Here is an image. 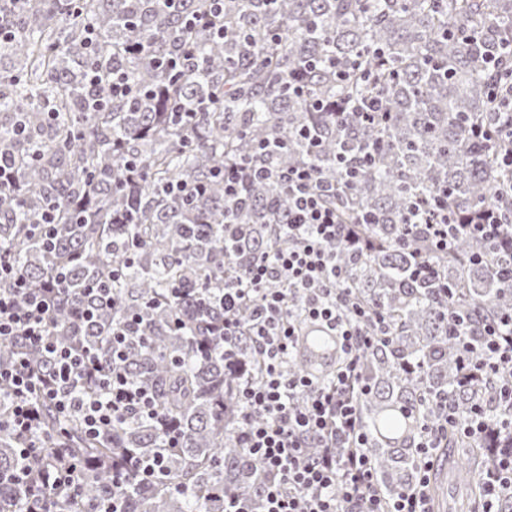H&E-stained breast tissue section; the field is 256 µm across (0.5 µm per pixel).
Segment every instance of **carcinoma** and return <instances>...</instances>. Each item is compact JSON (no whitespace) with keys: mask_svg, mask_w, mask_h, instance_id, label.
Returning <instances> with one entry per match:
<instances>
[{"mask_svg":"<svg viewBox=\"0 0 512 512\" xmlns=\"http://www.w3.org/2000/svg\"><path fill=\"white\" fill-rule=\"evenodd\" d=\"M0 0V161L12 181L0 184V244L33 288L68 272L70 303L51 332L98 347L112 361V328L133 322L121 369L152 389L158 412L178 430L129 417L98 437L76 416L42 406L49 438L26 460L28 481L64 459L76 465L74 488L33 500L0 482V512H93L116 472L126 512H224V497L259 507L260 463L241 447L236 389L254 367L250 303L240 308L238 336L216 343L224 309L200 299L224 292L255 258L286 244L288 191L273 175L245 184L228 207L215 173L243 160L273 171L312 165L335 189L327 203L355 236L330 245L345 268L351 300L384 329L361 352L355 406L377 486L393 498L418 477L421 431L443 424L441 404L460 418L500 382L480 374L458 384L461 351L448 320L465 332L512 312V247L461 231L438 250L419 230L407 234L416 200H444L460 224H476L508 205L512 169L502 162L512 140L500 129L493 90L512 87V0ZM206 15L207 27L185 26ZM185 57L171 70L166 61ZM333 59L344 79L328 67ZM132 90L112 96V72ZM303 88L298 95L288 84ZM371 97L386 112L374 120L342 110ZM101 102L91 108L93 100ZM316 128L320 146L301 136ZM277 141L274 156L258 153ZM128 162L140 167L131 178ZM357 170L346 181V167ZM184 193L168 191L170 186ZM55 209V247L31 227ZM379 217L361 224L364 213ZM437 277L411 274L415 257ZM112 288L97 324L76 329L77 302L95 281ZM340 361L337 340L308 323L288 368L327 379ZM448 424L456 449V512H477L479 474L500 456L487 438L466 442ZM174 446L154 474L132 467L167 440ZM20 443L0 427V474L20 466Z\"/></svg>","mask_w":512,"mask_h":512,"instance_id":"cac0c4a2","label":"carcinoma"}]
</instances>
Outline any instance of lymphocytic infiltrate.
Segmentation results:
<instances>
[{
	"label": "lymphocytic infiltrate",
	"mask_w": 512,
	"mask_h": 512,
	"mask_svg": "<svg viewBox=\"0 0 512 512\" xmlns=\"http://www.w3.org/2000/svg\"><path fill=\"white\" fill-rule=\"evenodd\" d=\"M278 177L293 204L288 244L257 258L243 279L225 286L219 300L224 322L214 329L221 337L237 335V311L253 301L250 334L263 364L260 375L244 376L239 383L238 439L263 469L262 512H430L426 486L442 431L428 428L421 436L424 456L416 486L390 500L382 497L354 404L362 382L360 352L372 338L348 319L352 302L345 270L328 250L345 227L326 203L327 191L319 187L311 167H291ZM412 216L441 250L460 231L439 201L428 209L416 204ZM65 279L61 272L52 285L30 287L16 274L9 252L0 248V280L12 284L0 293V339L25 343L8 366L0 367V390L12 400L7 426L25 440L29 453L36 448L31 438L44 403L61 414L77 415L86 434L94 437L133 414L159 417L153 393L136 386L118 366L105 365L95 346L69 344L51 334V316L61 303L59 285ZM301 316L339 338L345 362L333 383L316 385L288 369ZM448 334L461 344L473 370L512 381V313L485 325L476 344L459 321H449ZM30 346L42 352L44 364L29 359ZM91 380L99 383L93 393L85 388Z\"/></svg>",
	"instance_id": "f902f5d3"
}]
</instances>
